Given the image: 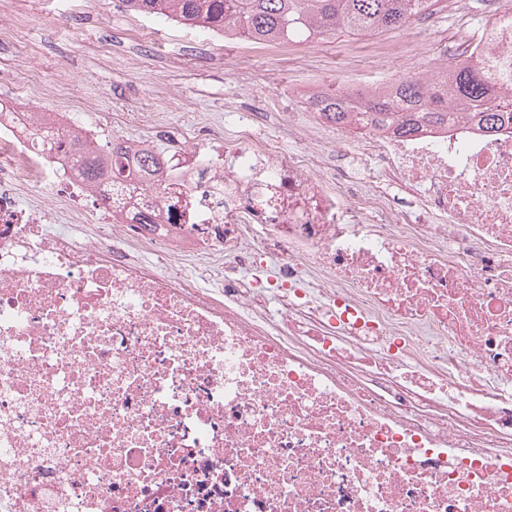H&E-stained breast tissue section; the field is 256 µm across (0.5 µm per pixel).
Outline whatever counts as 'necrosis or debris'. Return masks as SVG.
I'll list each match as a JSON object with an SVG mask.
<instances>
[{
    "label": "necrosis or debris",
    "mask_w": 512,
    "mask_h": 512,
    "mask_svg": "<svg viewBox=\"0 0 512 512\" xmlns=\"http://www.w3.org/2000/svg\"><path fill=\"white\" fill-rule=\"evenodd\" d=\"M450 109L408 137L352 109L288 155L196 146L108 203L66 166L92 129L48 152L53 114H0V512H512V126ZM356 130L361 186L315 174ZM50 183L88 240L19 205ZM175 242L281 263L195 288L139 259Z\"/></svg>",
    "instance_id": "necrosis-or-debris-1"
}]
</instances>
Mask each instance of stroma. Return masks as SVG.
I'll list each match as a JSON object with an SVG mask.
<instances>
[{"mask_svg":"<svg viewBox=\"0 0 512 512\" xmlns=\"http://www.w3.org/2000/svg\"><path fill=\"white\" fill-rule=\"evenodd\" d=\"M485 0H430L403 30L339 33L242 69L227 66L234 42L211 37L208 54L195 52L182 25L126 11L122 0H0V11L21 15L22 26L0 37V104L23 103L72 113L96 126L98 141L147 139L166 152L231 134L248 123L281 152L300 150L299 129L326 139L330 128L304 104L318 90L359 86L379 46L406 42L410 56L387 62L393 78L421 74L458 46L480 37L493 17ZM227 254L202 260L176 244L172 268L197 287H213Z\"/></svg>","mask_w":512,"mask_h":512,"instance_id":"stroma-1","label":"stroma"}]
</instances>
